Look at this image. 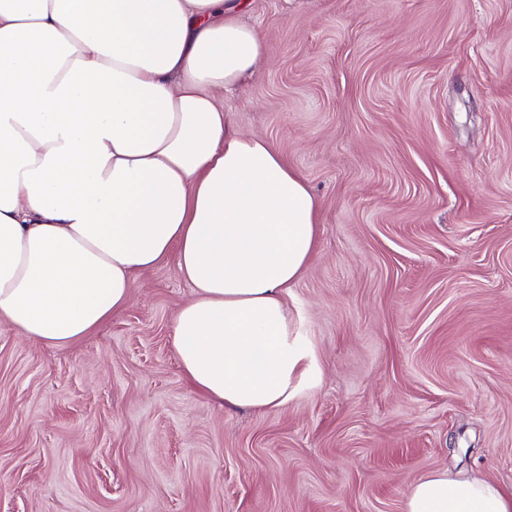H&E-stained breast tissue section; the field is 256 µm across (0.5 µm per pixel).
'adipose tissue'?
Segmentation results:
<instances>
[{"label": "adipose tissue", "instance_id": "1", "mask_svg": "<svg viewBox=\"0 0 512 512\" xmlns=\"http://www.w3.org/2000/svg\"><path fill=\"white\" fill-rule=\"evenodd\" d=\"M241 0H0V318L62 347L175 257L193 296L170 344L204 399L273 413L309 376L289 288L319 204L224 89L253 74ZM406 512H512V490L438 471Z\"/></svg>", "mask_w": 512, "mask_h": 512}]
</instances>
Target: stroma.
Returning <instances> with one entry per match:
<instances>
[{
    "instance_id": "obj_1",
    "label": "stroma",
    "mask_w": 512,
    "mask_h": 512,
    "mask_svg": "<svg viewBox=\"0 0 512 512\" xmlns=\"http://www.w3.org/2000/svg\"><path fill=\"white\" fill-rule=\"evenodd\" d=\"M224 94L319 202L287 297L313 379L272 414L186 382L174 260L65 347L0 319V512H404L512 486V0H249ZM512 490L480 477L458 479L438 471L412 487L406 512H511Z\"/></svg>"
}]
</instances>
